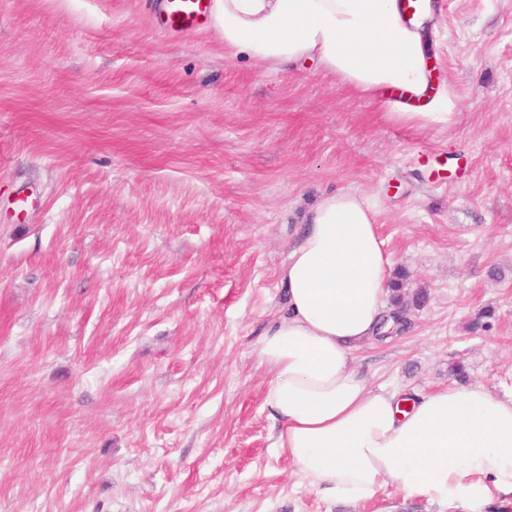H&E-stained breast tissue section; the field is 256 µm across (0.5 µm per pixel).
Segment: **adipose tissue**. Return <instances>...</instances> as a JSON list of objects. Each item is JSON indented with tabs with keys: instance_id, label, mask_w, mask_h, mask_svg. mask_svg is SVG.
Returning <instances> with one entry per match:
<instances>
[{
	"instance_id": "1",
	"label": "adipose tissue",
	"mask_w": 512,
	"mask_h": 512,
	"mask_svg": "<svg viewBox=\"0 0 512 512\" xmlns=\"http://www.w3.org/2000/svg\"><path fill=\"white\" fill-rule=\"evenodd\" d=\"M212 16L228 55L317 62L402 124L454 117L451 89L429 91L430 30L400 0H214ZM389 267L362 195L327 194L307 211L281 269L287 312L255 348L283 423L277 447L334 502L387 485L461 510L492 489L512 495V396L458 383L404 399L355 367L353 350L374 340L388 309Z\"/></svg>"
}]
</instances>
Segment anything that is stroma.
I'll use <instances>...</instances> for the list:
<instances>
[{
  "label": "stroma",
  "mask_w": 512,
  "mask_h": 512,
  "mask_svg": "<svg viewBox=\"0 0 512 512\" xmlns=\"http://www.w3.org/2000/svg\"><path fill=\"white\" fill-rule=\"evenodd\" d=\"M432 2L456 116L419 128L162 0H0V512H446L303 485L255 354L304 214L350 190L428 294L354 352L372 388L459 360L512 392V0Z\"/></svg>",
  "instance_id": "obj_1"
}]
</instances>
